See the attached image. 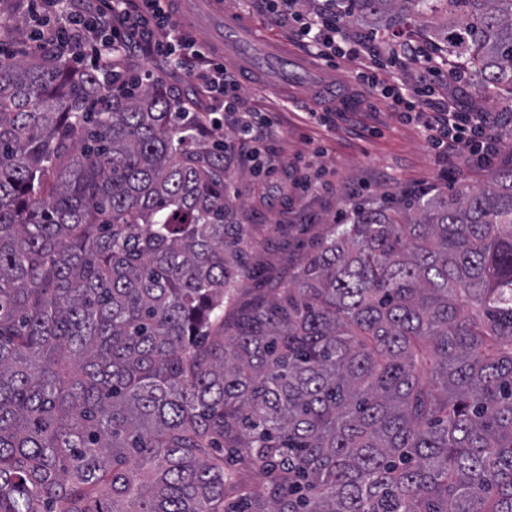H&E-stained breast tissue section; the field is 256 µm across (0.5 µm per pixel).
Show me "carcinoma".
I'll return each mask as SVG.
<instances>
[{
	"label": "carcinoma",
	"instance_id": "carcinoma-1",
	"mask_svg": "<svg viewBox=\"0 0 512 512\" xmlns=\"http://www.w3.org/2000/svg\"><path fill=\"white\" fill-rule=\"evenodd\" d=\"M336 14L512 103V0ZM206 128L161 80L0 64V512H512V166L355 206L227 319Z\"/></svg>",
	"mask_w": 512,
	"mask_h": 512
}]
</instances>
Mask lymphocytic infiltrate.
<instances>
[{
	"label": "lymphocytic infiltrate",
	"instance_id": "1",
	"mask_svg": "<svg viewBox=\"0 0 512 512\" xmlns=\"http://www.w3.org/2000/svg\"><path fill=\"white\" fill-rule=\"evenodd\" d=\"M31 11L41 27L28 39L30 52L56 43L68 47L69 60L91 62L104 80L112 78V61L129 52L160 60L188 72L197 93L211 102L212 130L224 127L219 115L238 107L239 81L228 71L224 58L206 49L176 18L174 0H31ZM298 0H267L275 20H288L303 42L313 44L324 59L359 56L361 41L344 36L336 18V0H323L316 11L297 10ZM97 42L91 54L71 51L84 33ZM359 85L369 94L388 99L393 111L415 114L424 120L429 144L436 149L450 147L469 155L479 168L494 167L500 155V140L481 112H463L446 99L434 98L425 83L409 88L395 83L379 86L375 69L364 65Z\"/></svg>",
	"mask_w": 512,
	"mask_h": 512
}]
</instances>
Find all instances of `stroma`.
Here are the masks:
<instances>
[{
    "label": "stroma",
    "mask_w": 512,
    "mask_h": 512,
    "mask_svg": "<svg viewBox=\"0 0 512 512\" xmlns=\"http://www.w3.org/2000/svg\"><path fill=\"white\" fill-rule=\"evenodd\" d=\"M224 10L241 15L258 37L307 56L306 48L290 42L286 26L276 23L258 0H224ZM435 88L454 90L458 105L483 108L495 120L502 141L500 164L512 162V113L481 99L474 81L433 76ZM239 111L224 115L222 137L235 163L228 180L238 196L239 221L249 229L244 244L247 274L237 284L234 304H253L269 295L306 260L331 225L346 222L358 202L379 204L399 192L433 185L448 189L479 187L485 170L466 156L432 148L421 122L403 121L381 98L372 106L337 115L324 127L307 105L271 88L242 83ZM266 119L265 138L256 144L243 138L244 121ZM311 177L313 190L295 189L296 180Z\"/></svg>",
    "instance_id": "35a3bbf8"
}]
</instances>
